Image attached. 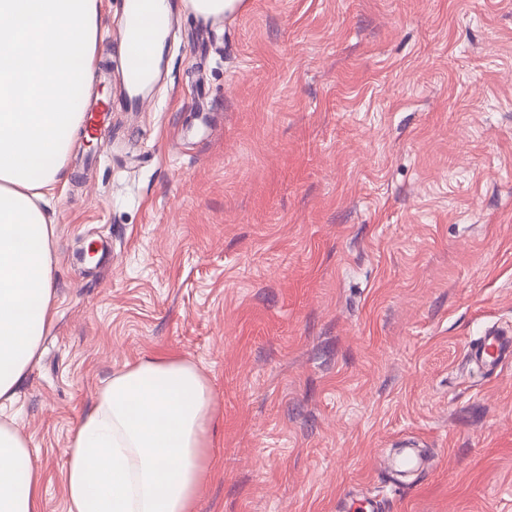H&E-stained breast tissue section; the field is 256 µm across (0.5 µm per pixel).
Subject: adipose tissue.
<instances>
[{
  "mask_svg": "<svg viewBox=\"0 0 512 512\" xmlns=\"http://www.w3.org/2000/svg\"><path fill=\"white\" fill-rule=\"evenodd\" d=\"M99 0H0V408L13 402L53 316L54 226L43 210L67 162L96 63ZM217 420L189 359L125 363L78 422L68 512H195ZM44 475L0 420V512H43Z\"/></svg>",
  "mask_w": 512,
  "mask_h": 512,
  "instance_id": "obj_1",
  "label": "adipose tissue"
}]
</instances>
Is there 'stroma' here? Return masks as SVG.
I'll list each match as a JSON object with an SVG mask.
<instances>
[{
	"label": "stroma",
	"mask_w": 512,
	"mask_h": 512,
	"mask_svg": "<svg viewBox=\"0 0 512 512\" xmlns=\"http://www.w3.org/2000/svg\"><path fill=\"white\" fill-rule=\"evenodd\" d=\"M50 217L56 315L5 414L67 512L78 420L125 362L178 354L218 427L196 512H512V0L171 7L165 74L119 97ZM416 445L428 471L384 472ZM236 0H187L186 6L194 14L204 19L218 17L228 8H232ZM467 355L487 372H493L512 358V336L505 329L488 328L469 346Z\"/></svg>",
	"instance_id": "obj_1"
}]
</instances>
